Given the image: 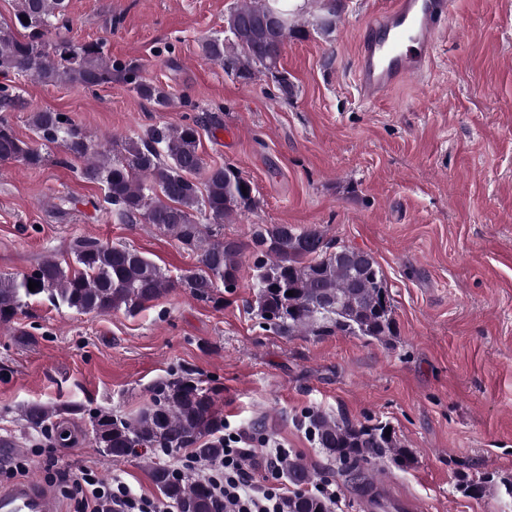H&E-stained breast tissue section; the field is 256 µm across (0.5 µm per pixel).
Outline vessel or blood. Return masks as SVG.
<instances>
[{
  "label": "vessel or blood",
  "instance_id": "1",
  "mask_svg": "<svg viewBox=\"0 0 512 512\" xmlns=\"http://www.w3.org/2000/svg\"><path fill=\"white\" fill-rule=\"evenodd\" d=\"M454 7L455 0H389L360 39L354 73L363 101H378L427 70ZM0 512H59V507L51 489L26 480L0 491Z\"/></svg>",
  "mask_w": 512,
  "mask_h": 512
}]
</instances>
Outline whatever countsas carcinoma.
I'll use <instances>...</instances> for the list:
<instances>
[{
    "label": "carcinoma",
    "mask_w": 512,
    "mask_h": 512,
    "mask_svg": "<svg viewBox=\"0 0 512 512\" xmlns=\"http://www.w3.org/2000/svg\"><path fill=\"white\" fill-rule=\"evenodd\" d=\"M13 16L0 21V72L30 76L47 85L96 88L118 78L141 98L162 108L172 99L164 88L144 82L136 62H114L104 45H76L68 36L66 0H15ZM290 0H239L224 16V34L205 36L202 55L242 80L262 74L288 99L293 85L280 68L288 39L300 34ZM28 22H22V17ZM27 109L16 87L0 84V164L31 169L48 156L14 132L9 117ZM36 139L58 145L66 158L85 162L86 179L104 186V202L126 224H151L175 239L194 266L172 278L144 253L123 245L84 238L72 248V262L45 257L30 273L0 276V324L11 322L25 300L42 297L79 313H136L177 288L203 301L218 302V288H238L245 262H251L252 312L280 336L332 333L382 341L394 335L395 322L386 280L367 252L332 244L319 225L255 224L248 241L227 239L225 224L257 206L253 189L234 168L208 166L199 152V123H163L111 147L89 135L64 112L30 114ZM39 284L31 291L29 281ZM293 295H287L288 291ZM60 409L31 403L20 409L26 425L45 428ZM308 432L341 472L360 477L371 489V467L386 460L412 463L386 427L355 424L320 411L305 416ZM96 447L112 462L144 459L153 482L178 512H224L209 485L150 462L156 451L188 449L200 459L224 457V419L218 393L182 373L156 388L152 401L131 418L105 413L90 416ZM278 471L294 487L284 512H331L308 486L314 473L304 459L288 454Z\"/></svg>",
    "instance_id": "cac0c4a2"
}]
</instances>
